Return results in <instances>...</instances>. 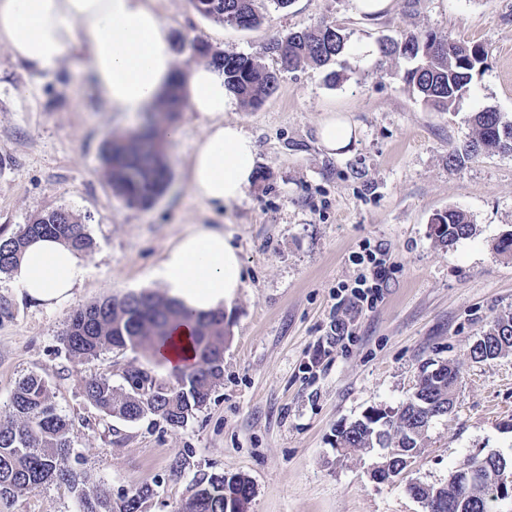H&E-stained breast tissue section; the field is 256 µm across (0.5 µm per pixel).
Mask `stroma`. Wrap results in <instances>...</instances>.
Wrapping results in <instances>:
<instances>
[{"mask_svg":"<svg viewBox=\"0 0 512 512\" xmlns=\"http://www.w3.org/2000/svg\"><path fill=\"white\" fill-rule=\"evenodd\" d=\"M150 3L180 70L193 64L194 42L278 69L265 46L320 23L340 27L347 48L327 66L281 71L262 105L239 102L225 113L256 146L255 179L239 202L212 209L193 196L187 168L203 126L185 111L179 138L165 141L168 190L135 209L112 193L101 160L104 140L129 133L132 122L100 98L83 57L69 53L57 74L35 77L0 43V238L66 207L93 239L79 255L89 273L59 307L21 296L0 273V423L18 381L41 376L74 422L71 469L115 497L152 486L147 512H174L204 473L247 478L249 512H424L410 485H446L468 455L512 458V353L470 357L494 318L512 313V255L496 250L512 233V154L448 164L449 146L472 135L471 113L492 107L512 118V0H391L373 19L356 14L352 0H291L279 10L260 0L268 16L246 30L202 17L191 0ZM425 32L486 50L456 111L425 106L403 81V64L362 60L382 39ZM330 118L350 127L347 148L321 145ZM450 209L465 212L476 232L446 247L430 226ZM202 224L230 234L244 265V284L224 306V379L183 427L151 415L106 417L85 398V380L104 375L118 387L131 367L168 382L173 374L150 350L70 358L62 333L76 310L103 297L161 293L152 270ZM366 242L388 252L383 298L337 309L338 291L360 272L350 255ZM338 318L354 334L331 347ZM448 362L461 371L455 406L432 421L420 456L398 477L372 478L377 451L336 452L337 425L398 410L423 368ZM0 512H76V497L53 483L0 502Z\"/></svg>","mask_w":512,"mask_h":512,"instance_id":"stroma-1","label":"stroma"}]
</instances>
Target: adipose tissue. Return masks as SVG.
Returning a JSON list of instances; mask_svg holds the SVG:
<instances>
[{
	"mask_svg": "<svg viewBox=\"0 0 512 512\" xmlns=\"http://www.w3.org/2000/svg\"><path fill=\"white\" fill-rule=\"evenodd\" d=\"M0 42L15 62L45 75L55 74L68 53L81 52L99 96L132 118L155 109L180 82L188 110L203 123L187 170L194 197L229 206L251 184L256 147L224 120L234 101L223 70L199 63L176 77L168 28L148 0H0ZM87 273L62 241L39 238L23 249L11 283L20 295L52 307L68 301ZM152 277L192 312L219 309L244 284L239 250L218 227L184 235Z\"/></svg>",
	"mask_w": 512,
	"mask_h": 512,
	"instance_id": "1",
	"label": "adipose tissue"
}]
</instances>
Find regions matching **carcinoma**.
I'll return each mask as SVG.
<instances>
[{"label":"carcinoma","mask_w":512,"mask_h":512,"mask_svg":"<svg viewBox=\"0 0 512 512\" xmlns=\"http://www.w3.org/2000/svg\"><path fill=\"white\" fill-rule=\"evenodd\" d=\"M205 18L241 28L256 27L263 21L255 0H192ZM347 36L338 27L316 25L290 33L285 40L268 47L288 68L301 65L322 67L340 55ZM453 51H448V48ZM199 61L224 69V84L242 102L259 106L277 88L278 74L247 54H224L203 43L190 46ZM384 57L414 62L404 71V81L422 101L438 112H454L470 90L474 73L485 62L479 43H462L432 34L410 36L401 42L380 43ZM183 107L179 86H174L150 114L141 129L127 135H112L102 147L106 180L113 194L131 208H148L165 192L171 172L156 134L162 121L171 120ZM475 134L463 146L452 147L448 163L460 166L481 153H512V119L487 107L473 113ZM440 230L434 236L451 245L475 232L466 213L450 209L436 218ZM51 236L65 240L76 252L92 247V239L80 219L67 208L32 216L20 232L0 239V249L17 255L29 238ZM195 323L192 333L197 362L178 375L175 385L137 368L124 372V384L112 386L100 376L85 381L86 399L109 417L135 421L147 412L173 427H183L210 399L224 377V368L212 362L224 351V310L189 314L170 300L150 292L108 297L90 304L71 317L62 338L69 355L94 359L106 350L150 349L170 338L171 324L180 319ZM512 351V314L500 315L478 339L471 351L475 361L495 359ZM460 379L459 368L448 362L431 374L423 371L413 397L397 414L373 409L362 417L336 428L334 447L343 451L378 446L398 462L419 456L426 432L433 420L431 411L448 413L454 406ZM71 420L58 411L48 383L38 375L18 382L9 402V420L0 424V500L12 501L18 494L63 483L76 494L79 512H145L153 490L143 487L131 495L112 496L88 486L87 479L68 468L71 453ZM252 488L236 475L205 474L197 480L192 494L176 512H233L238 503L249 502Z\"/></svg>","instance_id":"1"}]
</instances>
